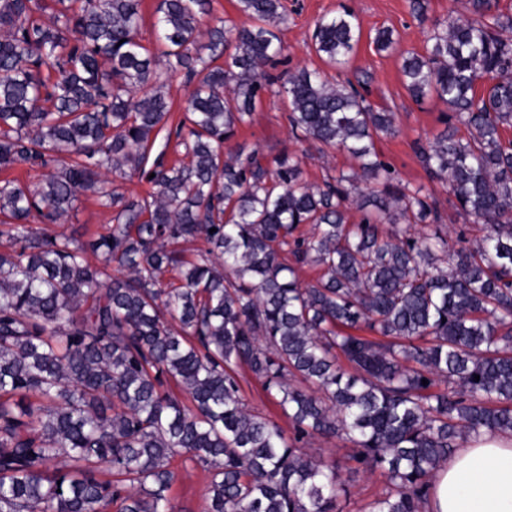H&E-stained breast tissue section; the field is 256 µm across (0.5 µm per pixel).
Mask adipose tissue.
Returning a JSON list of instances; mask_svg holds the SVG:
<instances>
[{"label": "adipose tissue", "instance_id": "adipose-tissue-1", "mask_svg": "<svg viewBox=\"0 0 512 512\" xmlns=\"http://www.w3.org/2000/svg\"><path fill=\"white\" fill-rule=\"evenodd\" d=\"M427 512H512V435L463 443L440 468Z\"/></svg>", "mask_w": 512, "mask_h": 512}]
</instances>
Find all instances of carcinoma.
I'll return each instance as SVG.
<instances>
[{
	"label": "carcinoma",
	"mask_w": 512,
	"mask_h": 512,
	"mask_svg": "<svg viewBox=\"0 0 512 512\" xmlns=\"http://www.w3.org/2000/svg\"><path fill=\"white\" fill-rule=\"evenodd\" d=\"M466 3L401 74L415 102L448 105L447 131L416 154L483 226L475 239L379 159L375 139L397 128L364 94L368 74L277 71L280 0H238L250 25L216 17L204 34L211 0H161L154 51L141 0H0V171L48 169L0 186V512H174L182 454L211 473L206 512H343L342 467L306 451L318 438L384 478L366 512H425L456 448L512 434V13ZM360 38L347 9L312 35L337 68ZM373 43L391 49L393 31ZM181 73L197 83L172 132ZM275 85L292 132L347 151L358 173L309 185L294 152L269 167L226 150ZM173 133L189 162L150 160ZM126 167L151 199L113 187ZM81 192L116 210L107 233L32 227L62 223ZM305 266L316 283L300 282ZM242 367L290 430L248 409Z\"/></svg>",
	"instance_id": "carcinoma-1"
}]
</instances>
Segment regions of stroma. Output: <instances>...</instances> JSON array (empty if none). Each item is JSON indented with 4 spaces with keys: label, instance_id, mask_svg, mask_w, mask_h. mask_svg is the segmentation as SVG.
Returning <instances> with one entry per match:
<instances>
[{
    "label": "stroma",
    "instance_id": "obj_1",
    "mask_svg": "<svg viewBox=\"0 0 512 512\" xmlns=\"http://www.w3.org/2000/svg\"><path fill=\"white\" fill-rule=\"evenodd\" d=\"M288 9V24L282 27L283 54L288 70L301 67L325 71L327 77L352 78L361 73L371 77L370 102L378 108L393 112L399 128L396 136H383L375 147L381 160L391 165L398 178L413 186L429 189L438 203L445 224L452 229H471V219L459 214L448 202V190L441 182L430 180L414 151L416 141L432 140L447 128L448 107L437 99L414 102L402 83L400 72L403 56L423 51L431 26L436 19L448 14H465V0H425L427 23H419L412 15L411 0H282ZM350 9L361 26V39L349 63L343 70L328 68L325 60L313 47L315 22L324 16ZM389 27L394 31L393 51H376L372 38L376 29ZM288 98L285 94H265L250 121L240 127L238 144L246 150L258 151L265 162H272L282 151L301 154L304 178L319 185L327 177L353 174L357 161L346 151H318L310 141H296L288 127L285 114ZM111 210L101 207L95 196L85 193L74 203L71 218L63 224L47 225L51 234H65L80 241L107 233ZM177 478L170 496L175 512H205L210 474L205 466L181 455L171 463Z\"/></svg>",
    "mask_w": 512,
    "mask_h": 512
}]
</instances>
